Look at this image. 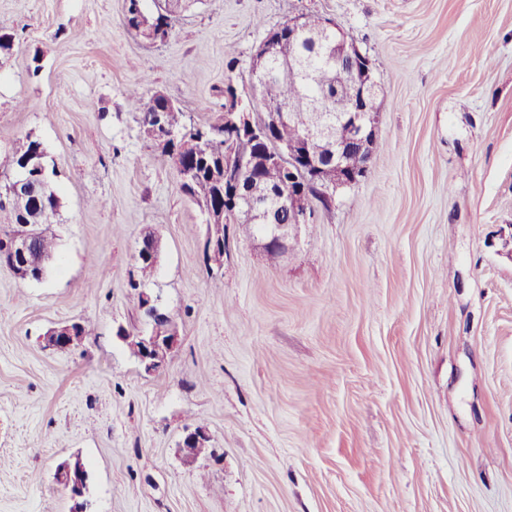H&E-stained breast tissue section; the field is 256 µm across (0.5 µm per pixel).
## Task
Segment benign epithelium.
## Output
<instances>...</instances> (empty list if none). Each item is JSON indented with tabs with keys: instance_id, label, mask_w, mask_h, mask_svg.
I'll return each mask as SVG.
<instances>
[{
	"instance_id": "7a95c632",
	"label": "benign epithelium",
	"mask_w": 512,
	"mask_h": 512,
	"mask_svg": "<svg viewBox=\"0 0 512 512\" xmlns=\"http://www.w3.org/2000/svg\"><path fill=\"white\" fill-rule=\"evenodd\" d=\"M305 16L298 15L284 23L288 27V45L303 33H308L312 43L319 41V35L309 30ZM325 25L336 31L335 40L326 46L327 53L335 60L336 80L334 94L325 98L328 111L312 108L308 125L299 139L285 144L276 152L266 155L267 166H278L288 159V186L272 188L259 194L250 188L249 177L255 161L251 158L237 162V174L224 175V180L235 186L233 195L224 198V210L208 211L207 223L228 224L236 213L245 212L269 230L268 247L282 249L288 236V228L296 224H306L314 213L312 199L320 189L350 188L365 177L373 158L372 143L377 138L381 112L378 105L379 85L375 78L371 58L358 43L341 30L330 17ZM281 36L269 32L256 49L250 65V93L236 95L235 102H227L224 107V150L231 153L240 139L248 136H266L286 122L289 114L276 112L265 107L262 120L253 119L256 105L262 104L259 91L261 82L266 79L275 58L280 56ZM30 169H42L38 158L23 162L18 169L7 199L21 208L35 196L40 180L28 174ZM6 248L15 262L23 265L32 261V236L19 232L9 239ZM155 264L160 260V245L142 240L138 251V261ZM158 298L150 292H140V306L145 314L155 319L148 332H140L138 362L145 372L156 373L166 366L168 356L179 342L177 328L160 317ZM77 325L65 324L53 329L52 335L44 339L48 349H65L78 342ZM210 436L206 428L195 426L186 428L180 442L185 457H191L190 449L207 446ZM89 473L85 465L77 460L66 462L56 471V480L67 485L74 501L73 512H90L87 499Z\"/></svg>"
}]
</instances>
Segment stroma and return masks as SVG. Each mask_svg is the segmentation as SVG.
Returning <instances> with one entry per match:
<instances>
[{"instance_id":"1","label":"stroma","mask_w":512,"mask_h":512,"mask_svg":"<svg viewBox=\"0 0 512 512\" xmlns=\"http://www.w3.org/2000/svg\"><path fill=\"white\" fill-rule=\"evenodd\" d=\"M124 11L0 0V178L36 140L60 199L44 279L0 267V512H71L55 471L76 457L93 512H512V0H198L156 42ZM302 13L373 60L384 148L277 255L228 224L215 264L128 92L222 122ZM149 231L180 336L154 374L116 336L150 327ZM74 321L91 336L45 348ZM153 262L158 265L160 260V245L159 242L152 243L149 240H142L141 246L138 251V262L142 261ZM152 263H141L139 266V280L138 282H131L132 288L144 287L145 282L152 276L155 265ZM209 440L210 436L207 429L202 426H195L193 428H186L179 446L184 456L191 458L190 448H193L199 456L205 450V448L201 447H206Z\"/></svg>"}]
</instances>
